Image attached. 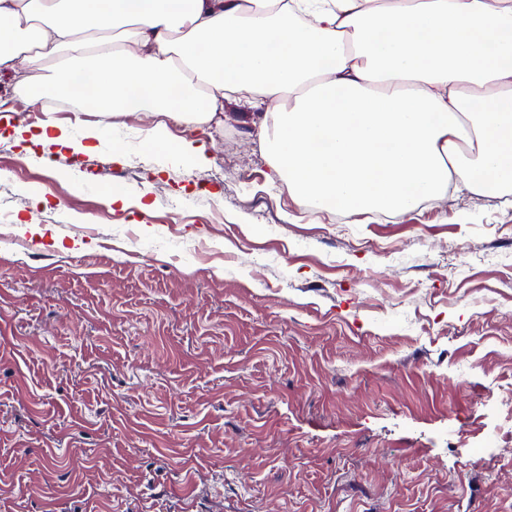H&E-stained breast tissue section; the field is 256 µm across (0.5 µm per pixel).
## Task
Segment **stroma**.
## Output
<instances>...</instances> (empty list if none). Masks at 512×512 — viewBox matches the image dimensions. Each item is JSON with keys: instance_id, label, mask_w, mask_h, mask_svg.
Returning a JSON list of instances; mask_svg holds the SVG:
<instances>
[{"instance_id": "obj_1", "label": "stroma", "mask_w": 512, "mask_h": 512, "mask_svg": "<svg viewBox=\"0 0 512 512\" xmlns=\"http://www.w3.org/2000/svg\"><path fill=\"white\" fill-rule=\"evenodd\" d=\"M262 115L0 99V512H512V207L298 206ZM168 147L173 161L177 162L184 158H190L200 168H204L209 162L204 148L191 140L181 139L169 142Z\"/></svg>"}]
</instances>
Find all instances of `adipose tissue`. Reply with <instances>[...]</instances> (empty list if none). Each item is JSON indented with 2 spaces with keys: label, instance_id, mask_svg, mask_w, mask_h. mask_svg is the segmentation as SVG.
I'll list each match as a JSON object with an SVG mask.
<instances>
[{
  "label": "adipose tissue",
  "instance_id": "adipose-tissue-1",
  "mask_svg": "<svg viewBox=\"0 0 512 512\" xmlns=\"http://www.w3.org/2000/svg\"><path fill=\"white\" fill-rule=\"evenodd\" d=\"M0 71L32 104L186 124L264 107L271 166L329 213L512 191V0H0Z\"/></svg>",
  "mask_w": 512,
  "mask_h": 512
}]
</instances>
